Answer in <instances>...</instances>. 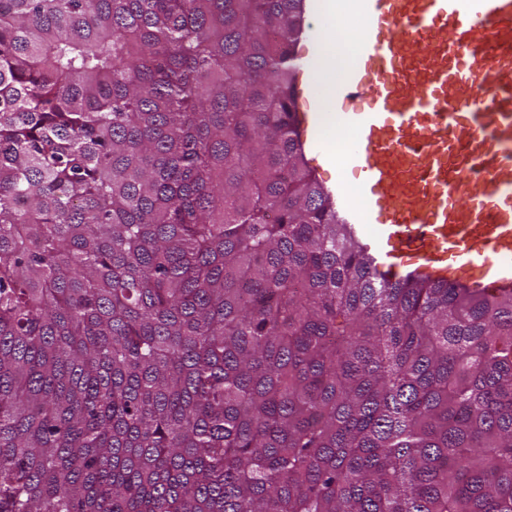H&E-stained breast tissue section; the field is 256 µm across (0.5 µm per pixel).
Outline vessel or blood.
Wrapping results in <instances>:
<instances>
[{"mask_svg": "<svg viewBox=\"0 0 512 512\" xmlns=\"http://www.w3.org/2000/svg\"><path fill=\"white\" fill-rule=\"evenodd\" d=\"M352 3L363 33L339 91L366 107L294 115L322 152L325 128L352 134L336 155L358 174L339 185L349 224L385 276L512 292V0Z\"/></svg>", "mask_w": 512, "mask_h": 512, "instance_id": "obj_1", "label": "vessel or blood"}]
</instances>
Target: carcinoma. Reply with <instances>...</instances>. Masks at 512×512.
<instances>
[{"label":"carcinoma","instance_id":"1","mask_svg":"<svg viewBox=\"0 0 512 512\" xmlns=\"http://www.w3.org/2000/svg\"><path fill=\"white\" fill-rule=\"evenodd\" d=\"M299 3L0 0V512H512V293L338 223Z\"/></svg>","mask_w":512,"mask_h":512}]
</instances>
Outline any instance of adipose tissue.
<instances>
[{
	"mask_svg": "<svg viewBox=\"0 0 512 512\" xmlns=\"http://www.w3.org/2000/svg\"><path fill=\"white\" fill-rule=\"evenodd\" d=\"M315 9L324 25L333 33L334 49L324 52L317 71L312 76V86L320 106L334 99L337 73L347 70L350 64L349 49L360 39L361 31L351 23L354 12L347 0H314Z\"/></svg>",
	"mask_w": 512,
	"mask_h": 512,
	"instance_id": "1",
	"label": "adipose tissue"
}]
</instances>
